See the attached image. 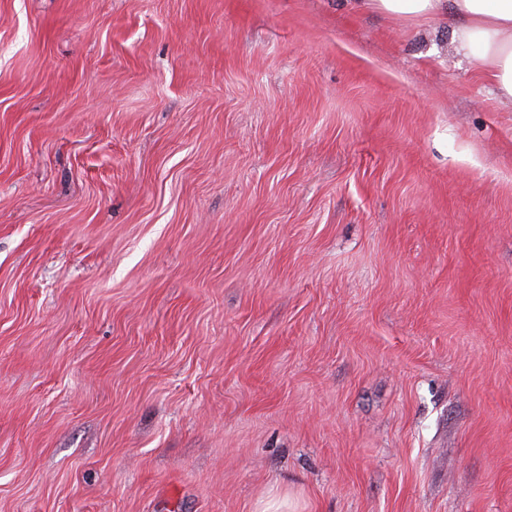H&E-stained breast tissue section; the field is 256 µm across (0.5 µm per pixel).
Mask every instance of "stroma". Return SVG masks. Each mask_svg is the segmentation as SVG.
<instances>
[{"label": "stroma", "mask_w": 512, "mask_h": 512, "mask_svg": "<svg viewBox=\"0 0 512 512\" xmlns=\"http://www.w3.org/2000/svg\"><path fill=\"white\" fill-rule=\"evenodd\" d=\"M340 0H0V512H512V104Z\"/></svg>", "instance_id": "stroma-1"}]
</instances>
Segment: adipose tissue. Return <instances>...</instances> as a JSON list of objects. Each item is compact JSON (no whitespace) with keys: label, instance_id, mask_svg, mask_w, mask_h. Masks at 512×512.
<instances>
[{"label":"adipose tissue","instance_id":"1","mask_svg":"<svg viewBox=\"0 0 512 512\" xmlns=\"http://www.w3.org/2000/svg\"><path fill=\"white\" fill-rule=\"evenodd\" d=\"M350 8L414 22L455 14L453 39L475 59L496 95L512 102V0H346Z\"/></svg>","mask_w":512,"mask_h":512}]
</instances>
